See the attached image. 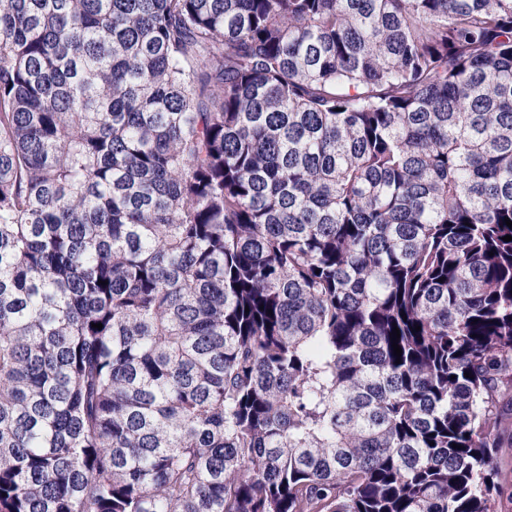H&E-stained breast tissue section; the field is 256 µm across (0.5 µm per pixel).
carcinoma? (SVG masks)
<instances>
[{
	"instance_id": "carcinoma-1",
	"label": "carcinoma",
	"mask_w": 512,
	"mask_h": 512,
	"mask_svg": "<svg viewBox=\"0 0 512 512\" xmlns=\"http://www.w3.org/2000/svg\"><path fill=\"white\" fill-rule=\"evenodd\" d=\"M506 218L512 0H0V512H498Z\"/></svg>"
}]
</instances>
